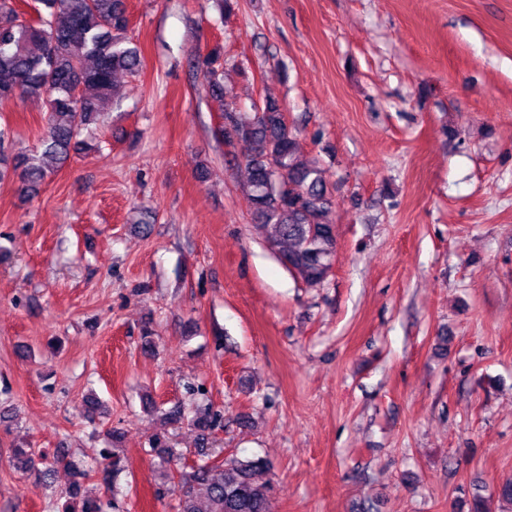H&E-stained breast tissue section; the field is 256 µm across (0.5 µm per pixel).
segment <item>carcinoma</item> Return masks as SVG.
<instances>
[{"instance_id":"cac0c4a2","label":"carcinoma","mask_w":512,"mask_h":512,"mask_svg":"<svg viewBox=\"0 0 512 512\" xmlns=\"http://www.w3.org/2000/svg\"><path fill=\"white\" fill-rule=\"evenodd\" d=\"M36 15L24 20L13 0H0V101L35 98L47 112V132L34 149H0V183L17 181L26 199L40 189L70 158L89 146L92 125L110 109L114 77L124 71L137 75L143 67L139 49L126 40L129 18L125 0H34ZM202 84L213 94L224 92V49L217 44L202 58ZM224 124L218 133L232 145L247 144L244 162L253 221L272 227V244L279 258L310 287L329 277L336 255V226L330 218L332 200L323 171L303 160L299 142L285 114L267 98L253 120L240 118L233 103L225 104ZM288 178L290 189L277 186L272 165ZM223 414L208 406L196 411L192 424L201 441L221 426ZM166 479L179 474V512H272L271 485H258L255 476L269 470L261 457H229L179 467L181 453L165 435L148 441ZM18 462L45 482L54 465L37 467L31 448H17ZM124 466L115 453H100L98 475L104 485L117 488ZM503 512H512V477L494 490ZM62 512H102L97 498L83 497L79 485L64 494Z\"/></svg>"}]
</instances>
